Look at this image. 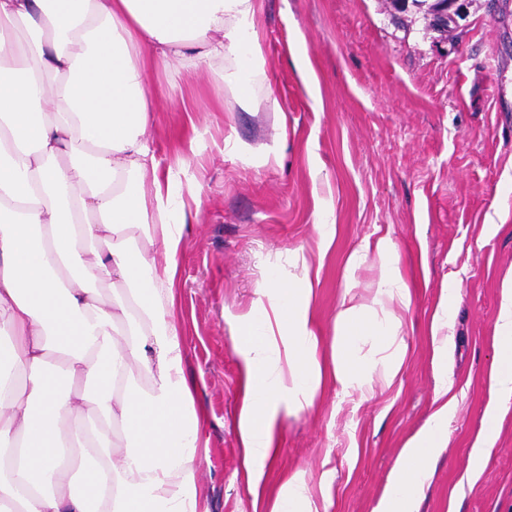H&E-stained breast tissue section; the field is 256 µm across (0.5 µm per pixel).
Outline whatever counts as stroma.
Masks as SVG:
<instances>
[{
	"label": "stroma",
	"instance_id": "obj_1",
	"mask_svg": "<svg viewBox=\"0 0 512 512\" xmlns=\"http://www.w3.org/2000/svg\"><path fill=\"white\" fill-rule=\"evenodd\" d=\"M266 81L241 106L221 64L146 67L154 110L146 138L174 203L197 197L181 229L180 339L196 406L208 416L195 481L210 512H254L242 475V379L235 329L270 278L299 258L321 262L311 309L331 350L346 288L372 297L381 260L348 275L366 237H389L409 305L384 299L401 322L394 381L376 346L370 387L326 383L313 406L280 420L267 492L288 475L316 487L332 470L329 512H380L405 443L434 410L431 327L448 285L456 318L448 369L457 394L448 445L416 512H512V409L480 473L471 445L489 401L500 289L512 278V0H469L457 27H429L390 0H260ZM331 204L336 237L318 252L314 215Z\"/></svg>",
	"mask_w": 512,
	"mask_h": 512
}]
</instances>
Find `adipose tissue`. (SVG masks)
<instances>
[{
	"label": "adipose tissue",
	"instance_id": "obj_1",
	"mask_svg": "<svg viewBox=\"0 0 512 512\" xmlns=\"http://www.w3.org/2000/svg\"><path fill=\"white\" fill-rule=\"evenodd\" d=\"M258 0H0V512H209L195 485L208 417L177 338L175 285L182 249L170 223V186L145 137V65L218 61L241 99L266 78ZM67 166H60L62 157ZM137 176L150 195L118 188ZM152 227L146 247L132 230ZM383 260L378 296L409 304L388 237L348 258ZM320 270L302 263L238 328L246 390L239 416L246 479L258 488L274 458L279 413L311 407L330 380L343 392L371 382L359 345L401 361V322L347 289L330 361L311 312ZM123 284L105 296L85 279ZM487 428L470 459L480 466L492 424L512 402V280L503 283ZM451 337L433 343L435 399L428 426L400 457L383 512H414L431 464L448 443ZM269 512L330 507L289 476Z\"/></svg>",
	"mask_w": 512,
	"mask_h": 512
}]
</instances>
